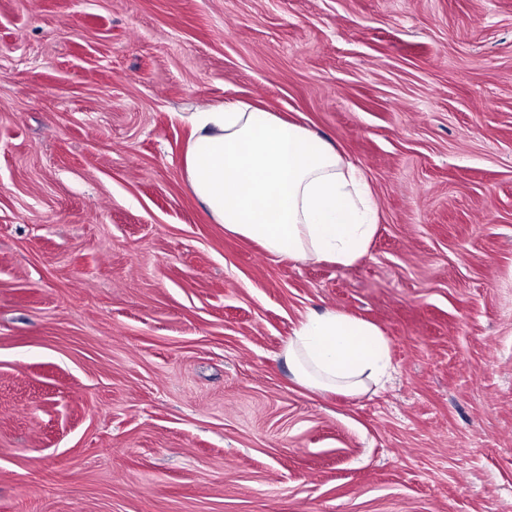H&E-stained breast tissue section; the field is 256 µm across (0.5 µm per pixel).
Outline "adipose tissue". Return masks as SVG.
<instances>
[{
    "mask_svg": "<svg viewBox=\"0 0 512 512\" xmlns=\"http://www.w3.org/2000/svg\"><path fill=\"white\" fill-rule=\"evenodd\" d=\"M183 167L212 223L275 257L350 265L375 235L364 172L331 141L274 113L239 101L203 108ZM282 355L296 382L315 391L355 394L390 373L382 332L331 309L303 316Z\"/></svg>",
    "mask_w": 512,
    "mask_h": 512,
    "instance_id": "1",
    "label": "adipose tissue"
}]
</instances>
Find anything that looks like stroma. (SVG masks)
<instances>
[{"mask_svg": "<svg viewBox=\"0 0 512 512\" xmlns=\"http://www.w3.org/2000/svg\"><path fill=\"white\" fill-rule=\"evenodd\" d=\"M227 100L364 171L360 260L209 221ZM325 308L384 386L294 381ZM0 512H512V0H0ZM282 355L294 379L315 391L356 394L383 384L390 357L373 324L336 310L310 311L286 340Z\"/></svg>", "mask_w": 512, "mask_h": 512, "instance_id": "stroma-1", "label": "stroma"}]
</instances>
